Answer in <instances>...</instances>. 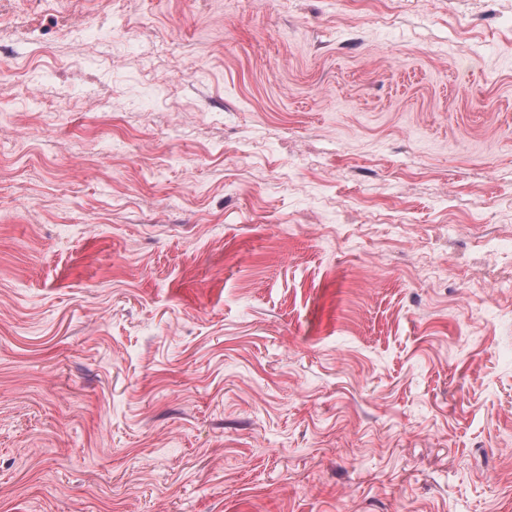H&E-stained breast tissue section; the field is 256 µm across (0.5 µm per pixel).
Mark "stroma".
<instances>
[{
    "label": "stroma",
    "instance_id": "stroma-1",
    "mask_svg": "<svg viewBox=\"0 0 512 512\" xmlns=\"http://www.w3.org/2000/svg\"><path fill=\"white\" fill-rule=\"evenodd\" d=\"M0 512H512V0H0Z\"/></svg>",
    "mask_w": 512,
    "mask_h": 512
}]
</instances>
